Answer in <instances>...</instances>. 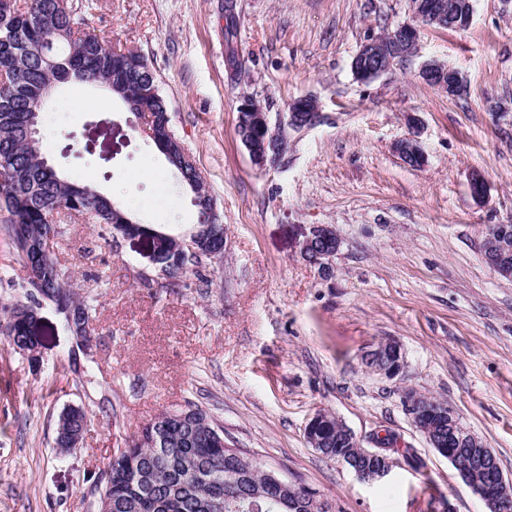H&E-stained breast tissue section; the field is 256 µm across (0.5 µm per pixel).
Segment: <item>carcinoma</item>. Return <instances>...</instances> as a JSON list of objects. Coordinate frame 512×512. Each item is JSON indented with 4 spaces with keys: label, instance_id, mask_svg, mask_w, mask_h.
Listing matches in <instances>:
<instances>
[{
    "label": "carcinoma",
    "instance_id": "1",
    "mask_svg": "<svg viewBox=\"0 0 512 512\" xmlns=\"http://www.w3.org/2000/svg\"><path fill=\"white\" fill-rule=\"evenodd\" d=\"M0 210L9 215L8 243L26 270L28 303H17L0 318V334L14 351L33 352L38 337L23 318L21 309L41 304L58 305L64 301L74 317L88 325L96 315L97 294L80 297L69 288L65 273L57 272V261L45 253L46 241L63 237L64 231L51 219L54 208L63 206L88 216L89 223L102 229L101 238L110 246L125 234L121 214L124 210L109 197L88 195L90 184L62 178L55 169L39 162L44 157L42 143L28 146L26 135L32 109H41L55 87L72 75L97 87L111 85L112 97L128 112H166L167 103L160 94L154 73L144 56L135 50L115 51L88 28L85 18L69 2L61 0H0ZM167 163L179 169L181 143L176 135L152 139ZM181 181L198 196L197 226L217 224V230L205 240L209 251L224 249V224L210 213L213 196L206 190L200 174L185 172ZM138 234L159 242V253L167 256L178 249L180 236L158 232L144 224ZM182 421L168 418L153 428L143 443L134 440L109 459L108 465L93 480L94 491L110 498V512H209L212 501L224 503V512H308L303 486L291 484L282 489L267 480V475L242 465L224 445V430L215 425L209 412L198 406L185 408ZM89 416L81 406L70 405L58 415L54 444H68L83 438ZM444 443L450 453L463 462L479 454L468 448L466 434L443 429ZM316 436L320 454L327 460L352 456L368 471L380 467L379 458L357 453L343 436L334 416L320 423ZM499 460L470 464L465 482L475 488L497 481ZM288 502L283 507L275 499Z\"/></svg>",
    "mask_w": 512,
    "mask_h": 512
}]
</instances>
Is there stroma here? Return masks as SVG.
<instances>
[{
    "instance_id": "1",
    "label": "stroma",
    "mask_w": 512,
    "mask_h": 512,
    "mask_svg": "<svg viewBox=\"0 0 512 512\" xmlns=\"http://www.w3.org/2000/svg\"><path fill=\"white\" fill-rule=\"evenodd\" d=\"M238 22L224 40V4ZM113 49L140 52L166 98L224 222V254L200 287L146 288L151 247L104 244L97 226L65 223L54 252L72 288L98 297L95 342L78 352L54 306L39 309L30 354L0 336V512H95L90 476L158 415L196 404L227 445L316 492L331 512H489L456 467L414 426L404 395L447 403L512 479V281L483 262L488 225L512 224V0H473L467 29L422 27L416 53L363 84L361 46L411 19L409 0H73ZM246 59L239 82L228 46ZM464 78L459 96L420 76L430 60ZM73 82L47 103L40 135L64 178L95 186L138 222L174 234L197 221L193 195L120 101ZM271 124L302 96L321 120L289 132L278 165L261 168L237 133L244 97ZM417 127H410V119ZM118 125L109 159L86 148L90 129ZM417 131L414 168L394 152ZM488 181L484 199L470 177ZM341 241L333 273L298 254L310 225ZM25 271L0 241V309L24 300ZM401 347L395 378L365 354ZM88 410L77 447L53 446L60 411ZM319 411L355 434L394 432L398 460L374 481L324 459L305 439Z\"/></svg>"
}]
</instances>
